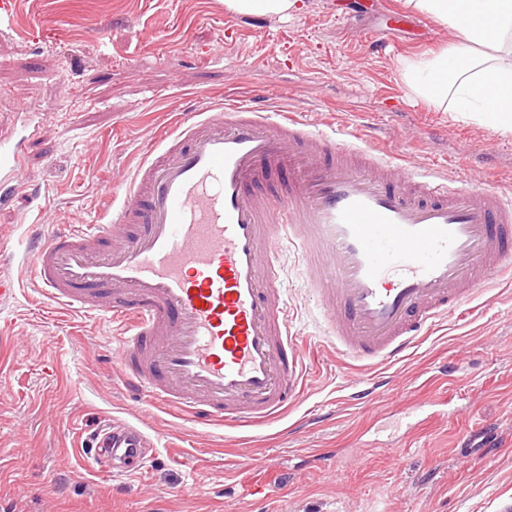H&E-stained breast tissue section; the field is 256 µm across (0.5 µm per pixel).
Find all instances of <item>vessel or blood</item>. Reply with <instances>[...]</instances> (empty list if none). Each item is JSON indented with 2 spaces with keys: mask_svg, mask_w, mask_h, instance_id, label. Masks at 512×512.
Listing matches in <instances>:
<instances>
[{
  "mask_svg": "<svg viewBox=\"0 0 512 512\" xmlns=\"http://www.w3.org/2000/svg\"><path fill=\"white\" fill-rule=\"evenodd\" d=\"M23 165L21 142L0 138V207L13 205ZM283 167L292 178L270 198L261 185ZM105 193L104 223L38 237L31 274L52 310L119 324L112 357L132 394L201 425L258 422L303 392L283 249L300 253L331 343L374 365L400 361L489 281L512 278V200L417 178L250 99L182 114ZM97 439L98 472L145 460L133 423L107 422ZM245 471L262 494L266 462Z\"/></svg>",
  "mask_w": 512,
  "mask_h": 512,
  "instance_id": "obj_1",
  "label": "vessel or blood"
}]
</instances>
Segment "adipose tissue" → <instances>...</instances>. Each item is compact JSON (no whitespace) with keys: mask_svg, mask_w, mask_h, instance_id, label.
I'll return each instance as SVG.
<instances>
[{"mask_svg":"<svg viewBox=\"0 0 512 512\" xmlns=\"http://www.w3.org/2000/svg\"><path fill=\"white\" fill-rule=\"evenodd\" d=\"M449 30L440 51L407 61V87L430 106L512 131V0H404Z\"/></svg>","mask_w":512,"mask_h":512,"instance_id":"obj_1","label":"adipose tissue"}]
</instances>
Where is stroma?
Instances as JSON below:
<instances>
[{
	"label": "stroma",
	"mask_w": 512,
	"mask_h": 512,
	"mask_svg": "<svg viewBox=\"0 0 512 512\" xmlns=\"http://www.w3.org/2000/svg\"><path fill=\"white\" fill-rule=\"evenodd\" d=\"M403 0H303L252 26L224 0H16L0 23V128L31 122L27 175L0 210V273L18 291L0 303V512H512V282L448 315L411 354L374 369L323 339L317 297L297 257L282 259L291 331L306 351L305 394L262 426L195 429L130 397L107 353L104 319L48 317L30 276L31 224H97L102 187L197 96L255 90L305 111L312 127L512 197V133L414 95L404 60L448 44L427 18L386 28ZM454 362L464 397L441 367ZM399 388L354 398L375 374ZM439 408L415 432L395 405ZM156 438L116 492L81 463L102 417ZM345 459L330 479L315 455ZM273 456L280 475L263 504L241 491L240 460Z\"/></svg>",
	"instance_id": "35a3bbf8"
}]
</instances>
